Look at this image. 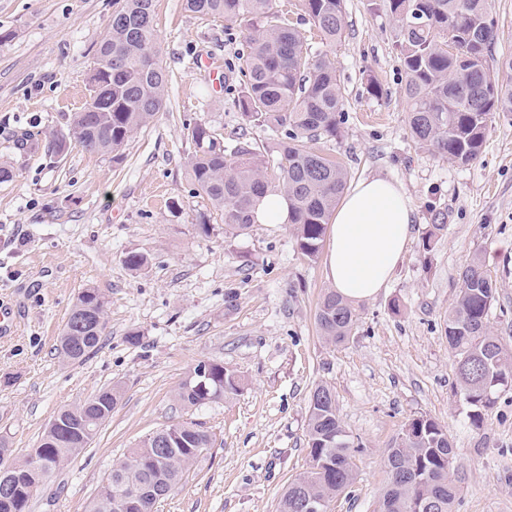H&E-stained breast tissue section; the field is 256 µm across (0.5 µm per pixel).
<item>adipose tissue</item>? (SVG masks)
Listing matches in <instances>:
<instances>
[{
	"instance_id": "obj_1",
	"label": "adipose tissue",
	"mask_w": 512,
	"mask_h": 512,
	"mask_svg": "<svg viewBox=\"0 0 512 512\" xmlns=\"http://www.w3.org/2000/svg\"><path fill=\"white\" fill-rule=\"evenodd\" d=\"M413 209L400 184L364 179L343 197L331 225L326 278L356 303L387 287L411 234Z\"/></svg>"
}]
</instances>
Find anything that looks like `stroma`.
<instances>
[{
	"label": "stroma",
	"instance_id": "obj_1",
	"mask_svg": "<svg viewBox=\"0 0 512 512\" xmlns=\"http://www.w3.org/2000/svg\"><path fill=\"white\" fill-rule=\"evenodd\" d=\"M344 4V36L331 53L343 117L339 136L319 147L352 181L401 184L413 234L388 287L356 303L357 328L335 345L315 323L328 287L325 254L304 258L286 224L241 235L203 226L209 207L187 179L189 124H210L228 147L242 126L253 148L273 145L270 129L245 125L235 92L213 94L196 66L232 59L244 42L239 30L196 16L184 0H156L164 108L129 139L121 161L78 146L50 157L51 133L89 101L112 0H0V161L15 173L0 183V305L15 313L12 334L0 337V437L22 458L60 409L121 389L91 447L35 493L31 512H86L113 463L182 421L199 424L212 443L158 512H276L283 488L308 466L307 406L319 384L333 390L358 446L355 483L329 512H375L386 484L381 452L421 414L453 441L456 512H512V389L472 426L446 337L459 274L478 256L497 285L491 329L512 351V112L495 113L470 164L417 144L383 0ZM26 129L39 132L41 148H21ZM438 211L446 227L427 252L421 237ZM132 250L149 260L136 274L124 263ZM87 287L109 299L106 328L96 352L68 364L57 339ZM133 333L139 343L129 342ZM201 360L234 369L242 392L184 409L174 391Z\"/></svg>",
	"mask_w": 512,
	"mask_h": 512
}]
</instances>
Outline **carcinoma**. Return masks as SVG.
Wrapping results in <instances>:
<instances>
[{"label":"carcinoma","instance_id":"carcinoma-1","mask_svg":"<svg viewBox=\"0 0 512 512\" xmlns=\"http://www.w3.org/2000/svg\"><path fill=\"white\" fill-rule=\"evenodd\" d=\"M489 2L388 0L392 42L405 74L411 136L439 157L463 165L482 152L492 115L512 112V84L499 81L488 64L498 36L497 25L487 19ZM301 6L327 47L342 39L344 0H301ZM186 8L241 29L246 50L230 68L240 76L236 104L247 121L277 136L271 160L246 141L226 149L222 134L206 123L188 126L195 146L188 164L194 192L207 198L212 219L232 233L251 228L259 199L269 192L284 194L301 254L314 260L349 181L345 166L312 147L336 138L341 124L342 94L328 51H308L295 26L273 11L272 0H186ZM88 83L101 91L73 113L65 130L53 134L49 147L60 154L76 144L117 159L164 104L167 74L159 63L154 0H114ZM460 280L448 312V348L457 364V392L470 407L472 424L480 426L499 391L512 383V356L489 325L496 285L481 260L464 267ZM108 305L96 288L78 294L58 340L63 360L80 362L97 350ZM357 320L352 305L326 289L316 311L321 337L343 343ZM240 391L239 376L211 361L206 377L200 375V365L193 367L175 399L189 409ZM119 399V391L111 387L60 410L34 448L44 466L34 469L27 457L6 469L14 491L0 498V512H29L34 493L90 447ZM306 437L308 468L288 483L277 512H302L301 501L308 498L329 503L353 485L355 446L325 384L310 394ZM210 444V434L192 421L157 429L112 466V481L98 490L89 512H116L113 502L133 489L143 494L126 512H152L154 498H167ZM383 465L386 487L378 512H453L458 464L441 423L423 415L411 419L398 444L384 449Z\"/></svg>","mask_w":512,"mask_h":512}]
</instances>
